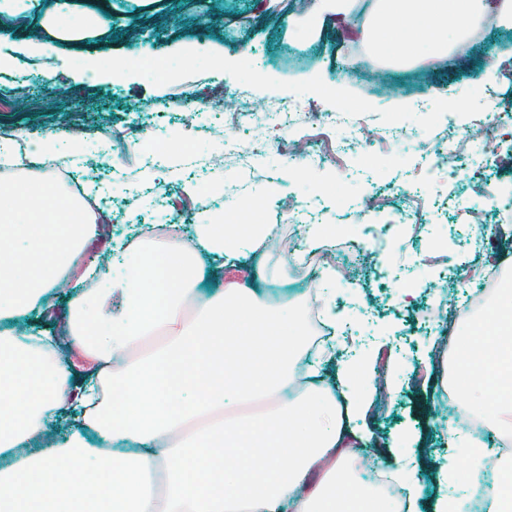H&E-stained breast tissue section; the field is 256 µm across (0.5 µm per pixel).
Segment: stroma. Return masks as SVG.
I'll return each instance as SVG.
<instances>
[{"label": "stroma", "instance_id": "obj_1", "mask_svg": "<svg viewBox=\"0 0 512 512\" xmlns=\"http://www.w3.org/2000/svg\"><path fill=\"white\" fill-rule=\"evenodd\" d=\"M55 2L36 0L0 38V129L24 141L55 137L68 161L99 158L112 192L91 221L126 235L135 227L188 228L200 211L220 216L231 208L240 224H277L301 236L308 225L324 224L328 247L359 244L371 255L369 281L328 286L353 345L387 378L384 412L357 424L383 453L402 447L404 434L419 435L426 480L444 459L463 462L465 448L448 445L440 403L457 369L452 356L437 355L450 340L439 303L465 305L486 272L512 276L505 264L512 230L500 216L501 202L512 200V29L482 22L453 49L460 67L445 69L380 59L332 14L314 38H301L296 29L306 14L297 0H86L109 29L91 26L84 39L49 52L38 30ZM357 58L361 76L347 77ZM241 64L247 76H234ZM33 73L41 77L36 91L26 88ZM449 84L470 91L465 107L443 95ZM237 97L298 109L287 129L260 130L225 109ZM188 112L193 122L185 121ZM493 114L503 129L487 155L484 125ZM363 124L467 147L436 167L399 145L359 144ZM73 127L83 133L75 143L67 138ZM216 128L223 136H213ZM164 139L186 141L189 151L158 170L147 156ZM297 140L310 154L294 163ZM219 155L220 166L213 162ZM228 185L233 194L225 193ZM468 207L491 230L484 242L469 241L460 218ZM372 226L390 235L386 251L377 250ZM463 251L469 262L454 269ZM297 265L283 250L261 266L251 258L221 269L210 264L202 286L244 279L306 320L311 306Z\"/></svg>", "mask_w": 512, "mask_h": 512}]
</instances>
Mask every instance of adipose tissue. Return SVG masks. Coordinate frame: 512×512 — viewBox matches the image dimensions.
Wrapping results in <instances>:
<instances>
[{
	"mask_svg": "<svg viewBox=\"0 0 512 512\" xmlns=\"http://www.w3.org/2000/svg\"><path fill=\"white\" fill-rule=\"evenodd\" d=\"M490 15L512 24V0H369L368 36L383 58H444ZM98 234L53 181L0 185V319L28 315L81 266L68 340L93 364L72 396L48 330L0 329V512H396L355 488L343 465L370 440L355 421L375 391L353 359H337L346 338L321 350L301 385L303 331L288 306L239 283L197 291L207 261L267 252L275 225L204 214L195 237L118 238L107 264L83 263ZM115 291L113 312L104 296ZM161 330V345L129 357ZM452 346L474 410L511 426V279ZM333 360L330 385L321 369ZM247 400L267 408L236 414ZM65 416L75 422L65 440L41 446ZM448 434L467 460L445 466L434 512H468L488 450L463 424Z\"/></svg>",
	"mask_w": 512,
	"mask_h": 512,
	"instance_id": "1",
	"label": "adipose tissue"
}]
</instances>
